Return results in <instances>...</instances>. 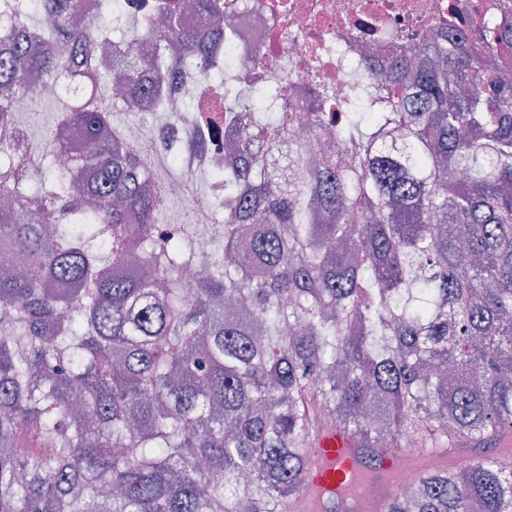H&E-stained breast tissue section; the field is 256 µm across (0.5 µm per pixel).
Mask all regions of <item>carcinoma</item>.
<instances>
[{
    "instance_id": "carcinoma-1",
    "label": "carcinoma",
    "mask_w": 512,
    "mask_h": 512,
    "mask_svg": "<svg viewBox=\"0 0 512 512\" xmlns=\"http://www.w3.org/2000/svg\"><path fill=\"white\" fill-rule=\"evenodd\" d=\"M116 0H5L0 30V512H290L311 449L340 430L374 456L448 452L512 431V82L448 38L411 50L336 100L307 144L231 69L224 0H158L155 42L222 78V113L249 124L251 156L224 178L215 261L193 291L183 271L198 232L163 224L150 166L111 137L109 84L161 102L181 82L112 40ZM55 24L29 55L26 34ZM64 80L69 104L49 142L80 143L99 183L52 170L22 188L32 140L16 98L23 73ZM404 129L400 142L389 129ZM293 175L281 181L279 161ZM475 455L401 487L384 512H512L506 457Z\"/></svg>"
}]
</instances>
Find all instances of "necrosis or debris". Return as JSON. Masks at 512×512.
I'll list each match as a JSON object with an SVG mask.
<instances>
[{
  "mask_svg": "<svg viewBox=\"0 0 512 512\" xmlns=\"http://www.w3.org/2000/svg\"><path fill=\"white\" fill-rule=\"evenodd\" d=\"M506 31L491 44L487 27ZM451 31L473 55L503 65L512 76V0H224V42L245 84L269 87L273 74L286 76L279 111L320 109L321 90L345 96L355 81L368 80L406 57L409 45ZM370 43L368 62L356 52ZM135 119L117 127L126 151L138 156L145 142L178 152L189 169L209 167L216 150L202 124L186 129L182 114L169 110L165 124L147 121L138 100L121 98Z\"/></svg>",
  "mask_w": 512,
  "mask_h": 512,
  "instance_id": "obj_1",
  "label": "necrosis or debris"
}]
</instances>
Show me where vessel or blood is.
Segmentation results:
<instances>
[{
	"mask_svg": "<svg viewBox=\"0 0 512 512\" xmlns=\"http://www.w3.org/2000/svg\"><path fill=\"white\" fill-rule=\"evenodd\" d=\"M318 456L320 465L307 476L311 496L298 504V512H317V495L328 496L343 491L348 494V512H372L376 502L390 498L396 491L394 462H402L414 475L429 466L427 453L411 448L393 449L390 458L369 463L361 449L352 447L335 433L322 439Z\"/></svg>",
	"mask_w": 512,
	"mask_h": 512,
	"instance_id": "b4317fda",
	"label": "vessel or blood"
}]
</instances>
